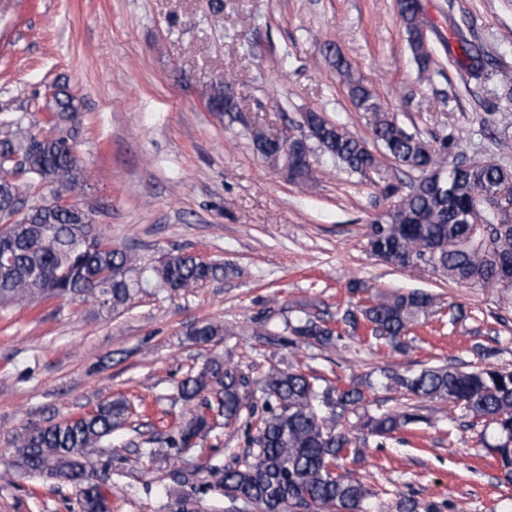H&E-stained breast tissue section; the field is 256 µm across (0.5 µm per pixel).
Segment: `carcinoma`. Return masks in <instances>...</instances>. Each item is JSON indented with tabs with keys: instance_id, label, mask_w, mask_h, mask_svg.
Instances as JSON below:
<instances>
[{
	"instance_id": "obj_1",
	"label": "carcinoma",
	"mask_w": 512,
	"mask_h": 512,
	"mask_svg": "<svg viewBox=\"0 0 512 512\" xmlns=\"http://www.w3.org/2000/svg\"><path fill=\"white\" fill-rule=\"evenodd\" d=\"M408 45L422 74L440 69L421 31L428 28L418 0H395ZM457 64L478 76L485 69L480 51L465 47ZM347 85L355 107L365 113L382 153L366 144L323 113H304L308 139L321 155L353 172L381 173L383 158L422 175L442 173L439 182L422 180L400 197L371 225L369 252L402 268L426 258L433 269L454 283H497L512 286V211L487 212L495 227L486 235L467 223L466 214L480 194L512 198V168L492 159L474 158L459 171L448 170V141L439 146L408 132L389 115L373 92L353 78L341 56L332 61ZM211 112H238V101H224V84H212L207 97ZM81 104L62 90L52 102L55 125L74 120ZM256 152L275 171H295L291 180L306 183L313 168H295L296 155L311 150L304 143L286 151L269 148L268 127L244 121ZM37 123L21 115L0 121V305L43 299L79 297L100 309L119 313L146 288L169 293L191 288L228 273L220 262L204 264L189 254H169L154 264H143L128 247L104 239L93 212L72 202L22 209L29 190L39 184L55 187L54 198L85 190L87 178L78 157L63 135L41 139ZM435 298L422 291L376 293L361 305L360 315L371 338L395 350L406 346L411 328L434 307ZM304 344L329 346L333 331L320 318L306 317L288 324ZM224 335V326L202 321L187 332L195 345H207ZM265 416L253 444L256 450L243 461L213 466L212 488L232 504L254 512H369L372 491L349 472L332 470L340 458L358 453L356 441L336 429V416L357 408L364 400L356 385L325 387L296 371H278L259 381ZM378 388L396 389L419 402H448L475 420L494 427L495 442L487 445L505 480L512 482V371L487 365L464 370L437 364L399 374L380 371ZM183 400L216 402L219 417L228 425L243 417L252 394L249 377L219 357L208 359L180 384ZM129 406L122 398L100 404L91 413L38 427L15 446L12 466L25 474L79 486L82 512H110L102 486L92 478L93 457L112 447V433L125 422ZM420 406L402 412L365 415L360 430L379 440L395 437L408 425L424 420ZM204 414L190 411L175 434L155 439L161 448L195 446L209 431Z\"/></svg>"
}]
</instances>
